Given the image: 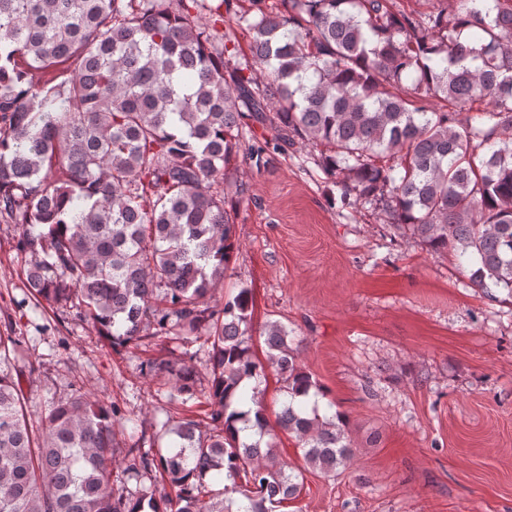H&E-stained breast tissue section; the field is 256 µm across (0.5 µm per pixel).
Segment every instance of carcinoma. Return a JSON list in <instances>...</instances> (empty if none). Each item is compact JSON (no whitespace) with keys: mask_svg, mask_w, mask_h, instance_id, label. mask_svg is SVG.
Returning a JSON list of instances; mask_svg holds the SVG:
<instances>
[{"mask_svg":"<svg viewBox=\"0 0 512 512\" xmlns=\"http://www.w3.org/2000/svg\"><path fill=\"white\" fill-rule=\"evenodd\" d=\"M0 0V220L31 294L93 324L112 348L166 336L208 346L142 362L208 422L167 418L154 447L120 407L71 384L32 420L0 335V512H275L303 482L276 453L252 353V295L211 305L234 247L224 185L253 120L268 152L302 144L348 207L381 208L433 251L452 250L487 297L512 296V6L458 0L414 17L390 0ZM234 15L251 60L216 23ZM489 98V107L473 103ZM285 379L276 426L305 465L342 472L346 419L320 413L292 332L263 330ZM139 481L113 487L118 453ZM173 493L158 491V481ZM221 483L212 489L208 482Z\"/></svg>","mask_w":512,"mask_h":512,"instance_id":"carcinoma-1","label":"carcinoma"}]
</instances>
